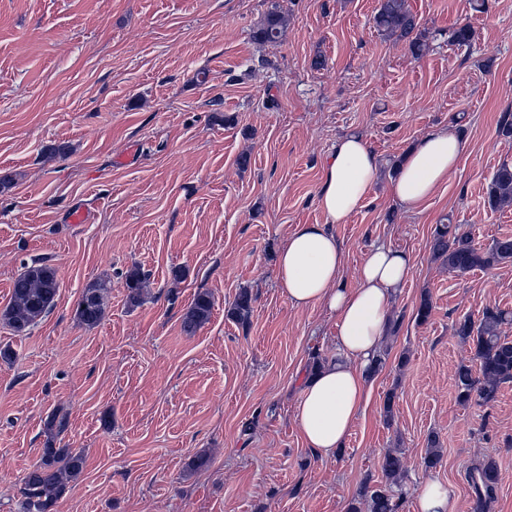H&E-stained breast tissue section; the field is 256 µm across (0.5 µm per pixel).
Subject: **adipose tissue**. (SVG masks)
<instances>
[{
	"label": "adipose tissue",
	"mask_w": 512,
	"mask_h": 512,
	"mask_svg": "<svg viewBox=\"0 0 512 512\" xmlns=\"http://www.w3.org/2000/svg\"><path fill=\"white\" fill-rule=\"evenodd\" d=\"M464 151L465 143L453 129L423 135L390 182L402 209H419L457 170ZM377 175L378 163L362 134L337 140L324 164L318 199L325 223L295 225L275 258L288 303L298 308L321 306L337 318L336 359L304 380L296 405L305 443L322 459L336 456L359 415L391 305L411 271L407 253L379 244L364 257L355 286H346L342 279L345 255L333 227L348 222L366 200Z\"/></svg>",
	"instance_id": "adipose-tissue-1"
}]
</instances>
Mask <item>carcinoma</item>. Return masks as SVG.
Segmentation results:
<instances>
[{"mask_svg":"<svg viewBox=\"0 0 512 512\" xmlns=\"http://www.w3.org/2000/svg\"><path fill=\"white\" fill-rule=\"evenodd\" d=\"M375 26L382 32L408 43L409 49L421 53L426 44L424 35L419 33V22L411 13L407 0H380L373 18ZM284 17L277 0H270V6L254 38L262 44H276L283 33ZM489 199L492 204H512V165H501L494 174ZM431 252L435 260L448 267L453 273H466L484 269L497 263L512 261V237L493 240L488 249L474 243L467 232L458 224H439L435 227ZM130 302L140 300L143 278L140 270L126 273ZM59 291L57 269L38 263L26 267L12 284L9 305L0 313L3 319L18 333L29 330L53 307ZM107 288L101 282L89 285L82 293L76 307L78 320L88 326L98 324L103 318ZM253 297L248 289L242 288L232 304L231 315L240 322L249 320ZM214 300L211 294L199 292L183 317V328L194 333L206 324L212 315ZM512 322V313L500 309H488L475 321L466 317L457 324L456 333L472 341L476 368L462 366L456 372L455 380L458 400L462 404L474 401L486 405L496 399L501 385L512 381V341L502 336L501 327ZM441 460L439 438L431 433L427 439L424 464L428 468ZM84 455L71 448H56L49 443L42 449L40 461L22 479L20 494L22 512H55L58 501L65 493L70 481L83 470ZM385 484L370 490L367 499L368 512H398L402 495L395 492L402 470L400 456L387 451L380 460ZM482 488L492 494L498 482V469L494 462L480 468Z\"/></svg>","mask_w":512,"mask_h":512,"instance_id":"1","label":"carcinoma"}]
</instances>
